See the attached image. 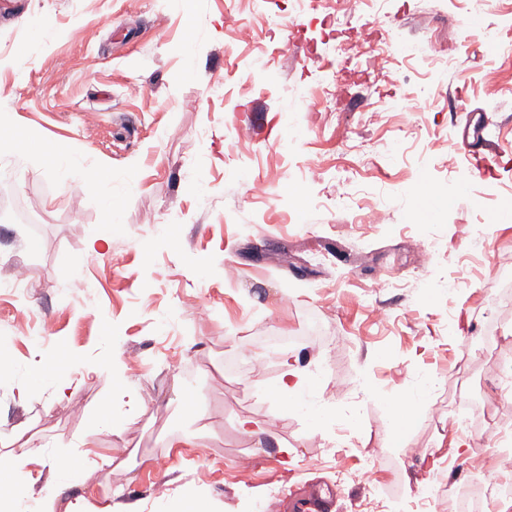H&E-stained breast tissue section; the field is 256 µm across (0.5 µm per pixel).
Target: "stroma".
<instances>
[{
	"instance_id": "1",
	"label": "stroma",
	"mask_w": 512,
	"mask_h": 512,
	"mask_svg": "<svg viewBox=\"0 0 512 512\" xmlns=\"http://www.w3.org/2000/svg\"><path fill=\"white\" fill-rule=\"evenodd\" d=\"M226 7L0 0V117L42 147L0 154V454L40 449L31 510L48 495L55 512H178L188 497L195 512H255L269 486L319 479L338 512H455L493 477L473 459L512 431L499 367L512 305L486 306L512 297V221L477 213L512 187V56L466 38L463 0H366L349 22L334 0L294 16L269 0L275 26L246 0ZM238 20L251 44L235 42ZM381 39L388 72L367 88L341 71L346 93L328 103L339 46ZM430 41L453 44L458 65L425 101L416 86L435 76L413 47ZM391 95L407 111L373 116ZM473 112L502 146L480 175L448 146ZM258 176L263 198L248 193ZM422 188L439 204L430 219ZM18 264L32 274L20 296L1 287ZM273 334L294 342L265 353ZM288 359L321 369V418L275 396ZM427 375L440 386L393 438L395 402ZM463 399L502 408L490 421L475 408L466 434ZM87 436L82 480L64 486L61 463ZM369 460L376 496L357 477Z\"/></svg>"
}]
</instances>
